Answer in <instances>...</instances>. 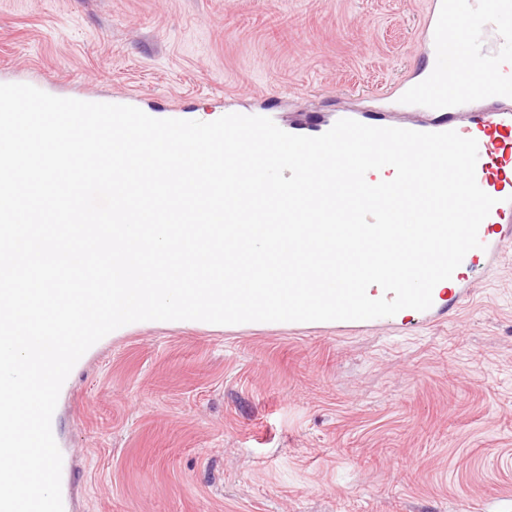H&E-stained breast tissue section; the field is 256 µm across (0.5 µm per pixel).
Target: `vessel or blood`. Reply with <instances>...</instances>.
<instances>
[{
	"label": "vessel or blood",
	"instance_id": "b4317fda",
	"mask_svg": "<svg viewBox=\"0 0 512 512\" xmlns=\"http://www.w3.org/2000/svg\"><path fill=\"white\" fill-rule=\"evenodd\" d=\"M456 29L461 38L460 51H467V37L471 19L462 12L457 0H432L424 22L422 37L427 53L422 69L427 77L452 85L468 86L484 81L487 89L481 95V108H472L470 101L451 100L431 103L428 112L405 120L393 117L389 112L336 111L326 115H314L303 123L289 125V133L318 136L327 132L336 121L350 118L370 126H400L421 132L453 130L461 136L476 139L478 160L476 181L496 203L479 228L481 248L470 250L461 265L454 271L447 288L433 292L431 307L417 312V319L434 323L445 320L458 312L471 298V274L473 271H492L503 261L512 248V71L493 68L497 59L512 56V29L504 31L499 43L488 48L491 65L474 70L469 66L447 69L442 53L448 43L449 29ZM61 490L65 512H72L76 498L74 461L70 452L62 454Z\"/></svg>",
	"mask_w": 512,
	"mask_h": 512
}]
</instances>
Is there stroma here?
Segmentation results:
<instances>
[{
  "label": "stroma",
  "mask_w": 512,
  "mask_h": 512,
  "mask_svg": "<svg viewBox=\"0 0 512 512\" xmlns=\"http://www.w3.org/2000/svg\"><path fill=\"white\" fill-rule=\"evenodd\" d=\"M430 0H0V84L213 121L373 107ZM445 322L132 323L60 392L73 512H512V253ZM392 317V316H391ZM391 317L362 321H320V322H261L269 326L288 325L289 330L307 325L336 326V331H365L388 324Z\"/></svg>",
  "instance_id": "35a3bbf8"
}]
</instances>
